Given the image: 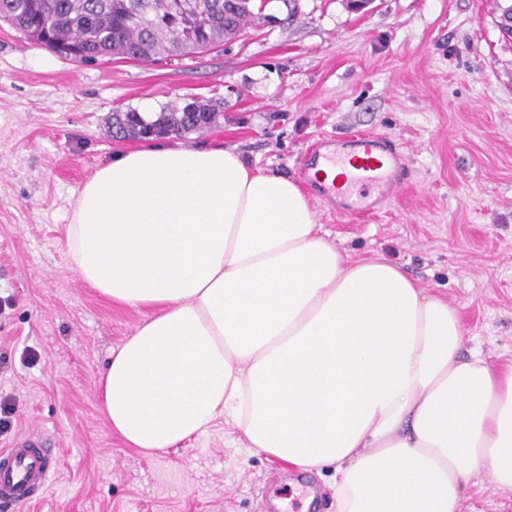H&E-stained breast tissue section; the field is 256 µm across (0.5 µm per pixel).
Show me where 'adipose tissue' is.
Instances as JSON below:
<instances>
[{
	"instance_id": "obj_1",
	"label": "adipose tissue",
	"mask_w": 512,
	"mask_h": 512,
	"mask_svg": "<svg viewBox=\"0 0 512 512\" xmlns=\"http://www.w3.org/2000/svg\"><path fill=\"white\" fill-rule=\"evenodd\" d=\"M67 245L143 314L99 382L129 447L221 418L257 452L333 466L336 512H463L481 473L512 490V367L463 355L459 309L400 266L345 262L288 177L152 141L81 187Z\"/></svg>"
}]
</instances>
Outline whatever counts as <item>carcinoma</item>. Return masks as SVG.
Instances as JSON below:
<instances>
[{
  "label": "carcinoma",
  "mask_w": 512,
  "mask_h": 512,
  "mask_svg": "<svg viewBox=\"0 0 512 512\" xmlns=\"http://www.w3.org/2000/svg\"><path fill=\"white\" fill-rule=\"evenodd\" d=\"M200 19L183 28L171 15L172 0H0V18L34 43L80 63L116 57L140 63L168 57L184 44L187 55L224 44L230 33L243 34L262 23V8L252 0H198ZM220 111L211 103L173 106L153 121L129 111L116 116L118 134L150 127L183 133L217 125Z\"/></svg>",
  "instance_id": "carcinoma-1"
}]
</instances>
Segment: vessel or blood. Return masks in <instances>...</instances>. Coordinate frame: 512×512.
Segmentation results:
<instances>
[{"label":"vessel or blood","instance_id":"vessel-or-blood-1","mask_svg":"<svg viewBox=\"0 0 512 512\" xmlns=\"http://www.w3.org/2000/svg\"><path fill=\"white\" fill-rule=\"evenodd\" d=\"M309 183L321 199L336 202L340 217L370 215L396 196L403 183L405 162L395 140L383 134H356L343 141L322 139L301 161ZM338 168L340 180L328 183L318 167ZM56 468L51 449L29 435L0 450V502L26 504L42 493Z\"/></svg>","mask_w":512,"mask_h":512}]
</instances>
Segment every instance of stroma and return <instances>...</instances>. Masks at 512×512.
<instances>
[{"label": "stroma", "instance_id": "obj_1", "mask_svg": "<svg viewBox=\"0 0 512 512\" xmlns=\"http://www.w3.org/2000/svg\"><path fill=\"white\" fill-rule=\"evenodd\" d=\"M271 23L210 52L152 64L65 60L0 21V448L33 434L58 466L49 487L0 512H336L331 470L250 450L217 422L152 455L111 433L98 381L142 315L75 273V196L114 150L113 113L157 118L192 100L223 107L186 144L234 150L303 182L300 161L326 137L393 135L402 191L373 216H336L313 199L345 260L385 257L460 309L464 350L512 365V39L494 0H270ZM470 512H512L489 475Z\"/></svg>", "mask_w": 512, "mask_h": 512}]
</instances>
